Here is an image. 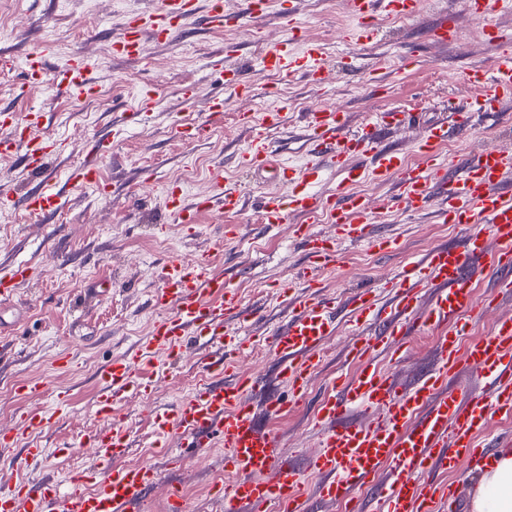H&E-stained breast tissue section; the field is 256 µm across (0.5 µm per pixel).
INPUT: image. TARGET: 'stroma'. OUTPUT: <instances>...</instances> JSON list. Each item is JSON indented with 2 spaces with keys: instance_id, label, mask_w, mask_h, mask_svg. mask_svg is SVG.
I'll use <instances>...</instances> for the list:
<instances>
[{
  "instance_id": "35a3bbf8",
  "label": "stroma",
  "mask_w": 512,
  "mask_h": 512,
  "mask_svg": "<svg viewBox=\"0 0 512 512\" xmlns=\"http://www.w3.org/2000/svg\"><path fill=\"white\" fill-rule=\"evenodd\" d=\"M156 2L0 0V51L20 61L48 46L44 60L50 71L76 54L98 63L92 74L97 91L90 99L28 82L17 66L0 67V109L20 117L31 110L45 113V121L32 126L30 134L64 144V153L53 161L60 170L87 162V148L95 140L112 145L111 157L99 162L101 185L63 184L62 208L45 218L31 216L21 203L36 185V174L20 158H0V186L12 195L0 202V268L21 260L33 267L29 281L0 297V341L10 345L9 354L0 358V429H12L36 404L52 412L41 435L47 454L27 464L36 484L90 466L95 450L82 446L80 438L98 425L93 373L111 358L134 353L148 335L159 316L152 298L164 259L177 255L187 260L202 250L213 252L244 304L262 313L254 333L287 322V307L272 294L275 285L287 277L298 278L305 266V254L292 234L298 219L289 216L287 223L270 229L262 224L259 197L282 186L270 175L250 174L239 166L238 156L249 138L239 122L241 113L282 107L287 123L270 134L275 159L298 167L303 163L305 114L314 101L344 112L348 133L361 130L375 112H416L420 122L382 136L383 146L401 149L415 165L420 161L415 144L426 125L449 117L451 105L469 98L467 70L489 62L497 52L483 38V24L512 31V5L491 11L485 20L469 21L462 0H425L417 17L383 19L382 40L369 47L356 42L358 22L348 6H335L334 0H269L260 22L239 20L221 28L211 26L206 0H195V11L176 39L145 40L137 58L113 55L112 40L129 14L151 9ZM451 15L456 18V41L447 46L432 43L430 28ZM294 31L302 37L294 54H302L308 41L325 49L330 70L319 86L309 85L298 73L283 78L261 67L267 47ZM217 59L238 66L254 94L240 96L225 85L213 66ZM188 84L194 85L195 98H184L182 89ZM146 87L154 91V107L137 129H130L123 115L134 111L138 92ZM219 95L226 107L213 124L206 103ZM174 113L206 123V133L184 142L168 124ZM498 145L512 147V114L495 122L475 121L467 137L450 141L440 155L456 163ZM216 165L222 166L225 183L242 190L243 209L234 215L204 214L192 230H185L164 206L165 187L179 181L189 197L216 194L219 185L210 178ZM353 189L368 198L375 231L397 237L400 247L377 252L364 244L341 246L336 268L321 276L336 301L379 284L412 257L459 242L464 234L461 226L438 223L433 210L411 214L389 204L387 198L395 191L390 183L367 177ZM228 224L237 226L236 236H225ZM475 283L478 297L493 298L490 309L471 324V334L477 337L490 333L498 319L512 317V293H499L494 277L484 270L476 272ZM350 340L347 323H340L300 408L274 418L267 414L263 397L252 399L259 427L277 432L284 454L297 462L317 448L314 416L320 401L332 393V379L357 369L345 358ZM438 351V337L428 336L411 344L405 360L382 353L376 362L397 387L407 388L431 367ZM201 363L198 345L186 343L178 360L154 377L150 399L130 392L115 407L132 444L127 463L149 462L159 473L148 512H164L163 504L174 492L183 494L186 512H223L216 486L230 483L233 476L224 469L222 447L187 449L185 465L174 469L164 449L148 447L146 439L152 430L150 409L190 398L202 377ZM237 366L261 376L268 393L287 394L268 342H260ZM28 381L46 383L49 394L32 399L19 393L18 385ZM61 389L69 390L71 397L58 411L50 393Z\"/></svg>"
}]
</instances>
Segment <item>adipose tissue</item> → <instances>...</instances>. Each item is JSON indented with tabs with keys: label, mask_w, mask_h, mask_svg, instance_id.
I'll list each match as a JSON object with an SVG mask.
<instances>
[{
	"label": "adipose tissue",
	"mask_w": 512,
	"mask_h": 512,
	"mask_svg": "<svg viewBox=\"0 0 512 512\" xmlns=\"http://www.w3.org/2000/svg\"><path fill=\"white\" fill-rule=\"evenodd\" d=\"M469 512H512V448H503L475 478Z\"/></svg>",
	"instance_id": "adipose-tissue-1"
}]
</instances>
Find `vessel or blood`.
<instances>
[{
	"label": "vessel or blood",
	"mask_w": 512,
	"mask_h": 512,
	"mask_svg": "<svg viewBox=\"0 0 512 512\" xmlns=\"http://www.w3.org/2000/svg\"><path fill=\"white\" fill-rule=\"evenodd\" d=\"M193 0H158L148 11L134 14L112 43L117 56L140 53L144 37L166 40L178 33L193 11ZM353 15L370 17L377 13L411 18L420 14L423 0H349ZM490 41L502 49L490 64L474 65L467 81L476 89L467 106L453 121L432 123L417 144L420 165H409L394 150L380 148L382 132L411 121L408 112L390 110L374 114L361 134H343L344 115L335 109L313 108L308 113L306 155L303 169L281 165L277 178L284 186L281 194H266L261 203V221L273 227L286 223L289 214L301 217L294 229L307 253L304 280L310 291L293 301L286 324L268 337L278 360L282 382L289 399L267 394L264 381L236 369V360L253 348L249 333L229 337V322L248 325L256 311L243 305L237 287L216 271L210 252L197 253L191 261L174 258L162 265L153 305L161 310L147 339L132 357L102 364L94 373L97 386L96 414L100 426L87 436L95 448V461L87 474L69 476L66 483L37 486L19 477L12 489L0 490V512H144L158 483L156 469L148 463L120 465L130 451L128 433L113 414L126 392L150 395L149 369L155 368L157 353L176 359L180 347L201 340L209 353L202 362L205 377L194 395L173 407H157L151 421L157 439L170 430H179L195 447L218 443L224 448V467L235 476L224 487V512H268L278 505L285 512H298L299 491L307 474L320 475L316 485L320 499L350 505L356 490L372 483L382 469L389 480L380 492V512H437L439 504H455L453 485L441 483L439 476L467 468L489 465L493 449L478 437L498 418H512V318L501 320L490 334L464 340L466 322L487 309L474 295V265L486 260L497 275V288L512 290V149H483L468 156L457 168H449L439 156V148L452 138H463L470 129L472 115L500 118L512 104V50L507 35L487 28ZM320 45L308 44L305 53L290 59L287 43L265 52L264 70L285 75L303 71L312 83H320L325 68ZM27 77L35 83H53L94 94L90 78L93 63L77 55L69 65L46 75L41 54H31L26 62ZM40 113L16 118L0 114V124L9 132L0 137L1 155H21L27 166L39 174L41 191L24 197L30 212L43 216L61 205L60 195L51 187L56 177L50 162L59 156L57 142L30 138L27 130L39 124ZM286 123L282 108L273 106L250 116L251 135L242 151V164L259 172L269 167L274 149L265 131ZM375 156L372 175L394 181L404 209L418 213L438 198L439 222L462 224L466 232L460 244L438 246L407 263L381 282L379 288L363 289L345 302L355 339L347 352L358 364L353 377L334 378L331 396L320 403L315 425L320 432L318 450L298 466L280 449L278 435L261 429L253 413L251 396L265 398L267 413L284 415L288 408L305 402L309 382L322 363L320 349L336 333L333 297L321 292L319 274L336 265V245L365 243L374 249H392L396 238L373 235L368 216L369 203L351 191L362 178L356 157ZM342 172L330 196L315 191L324 168ZM166 205L183 224H193L203 210L235 213L243 206L240 192L225 188L218 197L187 202L180 184L167 187ZM327 222L336 229L332 237L315 231V224ZM32 267L21 263L0 276V296L10 294L29 279ZM390 298L388 315H381L378 293ZM441 332V356L432 370L405 390L395 387L388 373L373 362L374 354L391 353L405 359L398 337L411 331ZM465 367L477 386L449 389L448 376ZM359 409L367 417L344 423L350 410ZM49 418L33 407L21 417L17 431L0 435V453L13 452L19 438H26V456L44 452L39 440ZM93 489H86V482Z\"/></svg>",
	"instance_id": "vessel-or-blood-1"
}]
</instances>
